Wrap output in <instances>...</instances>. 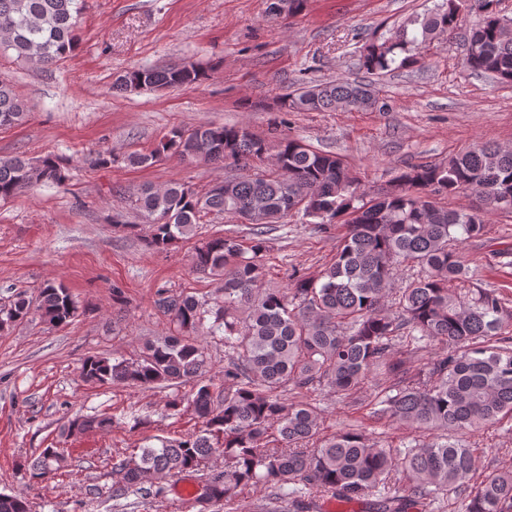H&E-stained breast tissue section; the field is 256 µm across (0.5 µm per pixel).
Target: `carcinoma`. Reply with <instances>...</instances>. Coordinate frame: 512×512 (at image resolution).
<instances>
[{
	"instance_id": "carcinoma-1",
	"label": "carcinoma",
	"mask_w": 512,
	"mask_h": 512,
	"mask_svg": "<svg viewBox=\"0 0 512 512\" xmlns=\"http://www.w3.org/2000/svg\"><path fill=\"white\" fill-rule=\"evenodd\" d=\"M499 0H481L471 24L465 64L512 83V18ZM468 0H441L435 9L410 19L395 37L363 47L361 65L370 74L415 66L422 48L453 33ZM82 0H0V55L52 66L73 53ZM206 72L195 64L142 67L117 77L118 92L180 88L199 83ZM377 99L367 85L321 82L280 97L281 112H323L372 108ZM28 117L12 85L0 81V129ZM273 152L276 169L264 175L240 174L224 188L197 191L173 182L146 188L136 199L149 224L146 247L176 249L193 242V271L222 283L213 296L158 291L156 309L175 334L145 344L139 358L83 359L80 377L88 383H124L143 388L171 387L167 416L192 415L197 433L154 437L156 446L134 448L106 462L121 475L112 496L143 500L163 497L152 483L166 474L196 476L202 490L192 507L198 512H238L241 496L259 486L271 490L279 512H323L317 499L353 503L364 512H432L448 501L453 512H512V466L496 467L471 485L477 449L471 434L507 419L512 422V309L496 290L476 282L460 253L462 240L482 236L488 216L512 200V150L475 144L439 164L419 163L403 170L397 192L369 197L334 153L312 149L281 134L271 140L244 125L177 127L148 154H132L133 164H150L161 155L182 161L224 164L243 170L250 160ZM70 160L47 154L36 160L0 157V200L39 184L63 185ZM469 192L476 204L452 208L445 198ZM263 210L248 219L249 232L214 231L213 218L246 216L253 202ZM315 219L317 231L336 233V255L315 279L293 275L285 289L263 288L266 235L292 208ZM401 267L416 270L390 297ZM37 314L49 325L66 324L78 306L64 285L49 283L35 307L17 293L0 328ZM209 324V336L229 350L224 386L206 379V346L196 337ZM409 338L413 350L430 359L419 372L398 355ZM377 391L368 402L377 420L389 418L434 440L392 448L371 440L356 425H345L320 439L322 409L307 394L330 390L355 403L365 385ZM189 384L182 392L180 386ZM300 399L288 401L287 394ZM119 425L107 412L75 415L67 432L108 431ZM224 456V469H205ZM29 480L71 476L67 450L49 445L24 466ZM0 512H28L21 494H0Z\"/></svg>"
}]
</instances>
